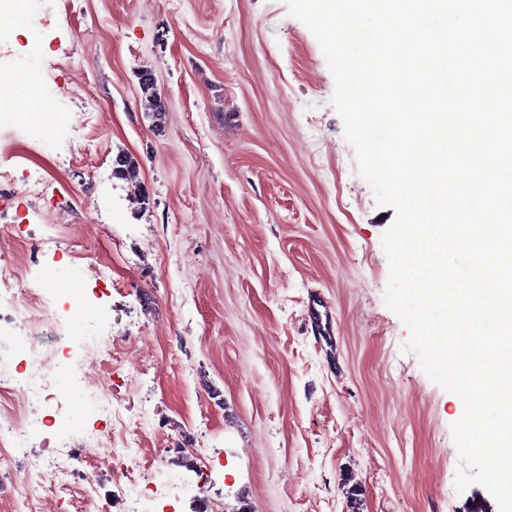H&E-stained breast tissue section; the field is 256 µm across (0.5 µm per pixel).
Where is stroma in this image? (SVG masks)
<instances>
[{
	"label": "stroma",
	"instance_id": "obj_1",
	"mask_svg": "<svg viewBox=\"0 0 512 512\" xmlns=\"http://www.w3.org/2000/svg\"><path fill=\"white\" fill-rule=\"evenodd\" d=\"M30 64L18 106L52 110L41 126L0 110V258L21 280H85L106 332L138 336L131 384L164 423L140 455L182 485L180 512H500L455 489L463 403L401 351L395 211L286 0H34L0 16V71ZM202 412L232 479L200 493Z\"/></svg>",
	"mask_w": 512,
	"mask_h": 512
}]
</instances>
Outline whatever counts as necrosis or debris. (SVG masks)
I'll return each mask as SVG.
<instances>
[{
	"label": "necrosis or debris",
	"mask_w": 512,
	"mask_h": 512,
	"mask_svg": "<svg viewBox=\"0 0 512 512\" xmlns=\"http://www.w3.org/2000/svg\"><path fill=\"white\" fill-rule=\"evenodd\" d=\"M9 266L0 265V308H7L6 321L20 330L23 358L0 352V394L12 405L0 408V482L12 477V465L25 460L30 478L29 495L21 500V512H39L51 494H66L81 504L95 503V512H112L110 501L97 498V488L83 473L69 468L71 454L85 450L98 477L122 476L126 490L125 512H177L172 488L158 478L154 464L137 458L140 435L159 430L150 417L146 396L128 387L122 369L123 356L136 352L137 340L130 335L103 337L96 315L85 320L81 343L71 338L67 316L86 305L84 291L74 288L67 308H60L58 293L41 284L15 286ZM112 378L111 388L91 382L88 368ZM81 388L82 405L99 411L102 424L82 428L78 436L60 438L53 432L51 408H63L57 390L60 376ZM137 420L128 430L126 418ZM193 452L198 463L192 485L205 491L214 476L224 472L222 449L211 447L206 418L194 424Z\"/></svg>",
	"instance_id": "1"
}]
</instances>
